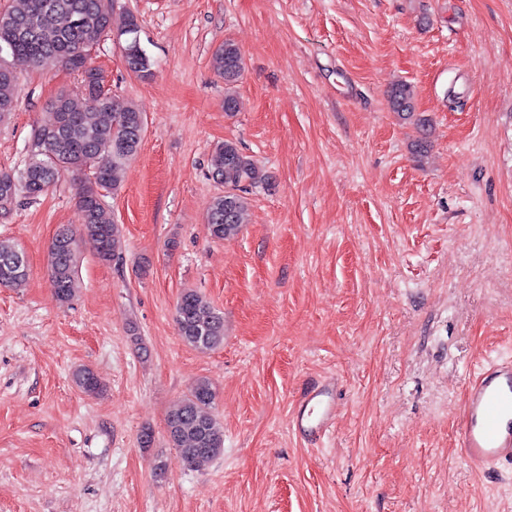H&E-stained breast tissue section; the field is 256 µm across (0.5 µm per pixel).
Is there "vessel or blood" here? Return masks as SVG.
Returning a JSON list of instances; mask_svg holds the SVG:
<instances>
[{"instance_id": "vessel-or-blood-1", "label": "vessel or blood", "mask_w": 512, "mask_h": 512, "mask_svg": "<svg viewBox=\"0 0 512 512\" xmlns=\"http://www.w3.org/2000/svg\"><path fill=\"white\" fill-rule=\"evenodd\" d=\"M337 415V382L324 379L303 393L290 425L294 433L314 442L334 426ZM458 455L479 470L512 460L511 359L486 362L469 382L458 422Z\"/></svg>"}]
</instances>
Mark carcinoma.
Wrapping results in <instances>:
<instances>
[{
  "label": "carcinoma",
  "mask_w": 512,
  "mask_h": 512,
  "mask_svg": "<svg viewBox=\"0 0 512 512\" xmlns=\"http://www.w3.org/2000/svg\"><path fill=\"white\" fill-rule=\"evenodd\" d=\"M138 17L128 14L119 35L125 37L124 57L128 68L139 76L149 74V59L139 39ZM112 35V9L101 0H12L0 10V53L11 63L0 62V121L18 106V70L34 68L43 59H59L76 74L78 86L63 90L51 103L54 121L34 129L24 166L17 172L0 170V209L18 197L36 200L53 187L65 173L87 175L79 182L76 198L83 215L79 231L58 230L49 247L48 273L57 298L68 302L78 287L77 250L79 241L93 242L99 260L115 257L119 227L112 210L103 201L118 188V174L134 158L144 136V118L134 104L105 87L102 72L89 62V52ZM213 70L233 87L242 75L244 59L236 43L227 40L213 54ZM94 102V111L86 100ZM389 105L400 119L414 112L411 85L395 86ZM208 177L224 187L214 197L207 214L212 238L224 240L237 235L247 210L250 188L267 180L265 172L238 145L226 140L211 154ZM232 216L224 219V210ZM23 255L18 246L0 239V287L24 281L28 268L13 270ZM175 326L182 341L205 352L224 344V319L198 291L186 289L175 309ZM74 383L88 395H99L105 384L88 367L73 373ZM216 391L206 378L195 381L181 403L170 412L167 433L185 464L194 466L213 459L224 450V430L213 413Z\"/></svg>",
  "instance_id": "carcinoma-1"
}]
</instances>
